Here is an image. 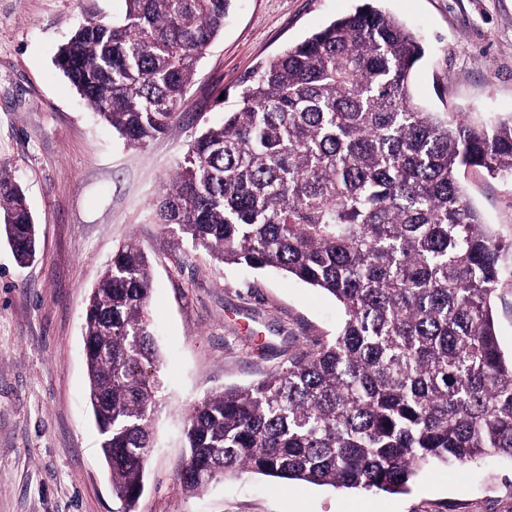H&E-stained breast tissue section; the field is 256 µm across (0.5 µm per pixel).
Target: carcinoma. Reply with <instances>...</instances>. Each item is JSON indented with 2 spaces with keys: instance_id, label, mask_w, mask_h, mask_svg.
I'll return each mask as SVG.
<instances>
[{
  "instance_id": "1",
  "label": "carcinoma",
  "mask_w": 512,
  "mask_h": 512,
  "mask_svg": "<svg viewBox=\"0 0 512 512\" xmlns=\"http://www.w3.org/2000/svg\"><path fill=\"white\" fill-rule=\"evenodd\" d=\"M77 28L55 64L129 146L176 121L232 0H125ZM424 49L375 0L246 73L224 121L194 138L156 223L214 260L282 270L332 295L334 339L192 406L189 490L243 473L403 493L436 462L512 457V361L493 316L503 244L460 179L512 176V119L429 112L410 82ZM0 234L18 263L38 223L0 169ZM150 264L130 240L87 306V400L112 494L136 512L165 383Z\"/></svg>"
}]
</instances>
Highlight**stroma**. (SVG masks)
<instances>
[{
    "instance_id": "1",
    "label": "stroma",
    "mask_w": 512,
    "mask_h": 512,
    "mask_svg": "<svg viewBox=\"0 0 512 512\" xmlns=\"http://www.w3.org/2000/svg\"><path fill=\"white\" fill-rule=\"evenodd\" d=\"M359 0H234L199 62L180 118L143 147L100 122L54 65L79 25L122 15L125 0H0V165L39 224L40 255L19 266L0 236V512H121L86 400L83 324L113 251L135 240L153 273L151 311L165 392L137 512H512V462L437 466L408 492L290 484L257 474L197 492L176 478L183 428L203 396L246 386L319 348L343 320L323 290L277 271L217 263L155 220L189 142L224 120L238 79L350 13ZM419 35L412 92L434 112L512 116V0H384ZM463 185L512 240V178L472 170ZM512 354V255L494 302Z\"/></svg>"
}]
</instances>
